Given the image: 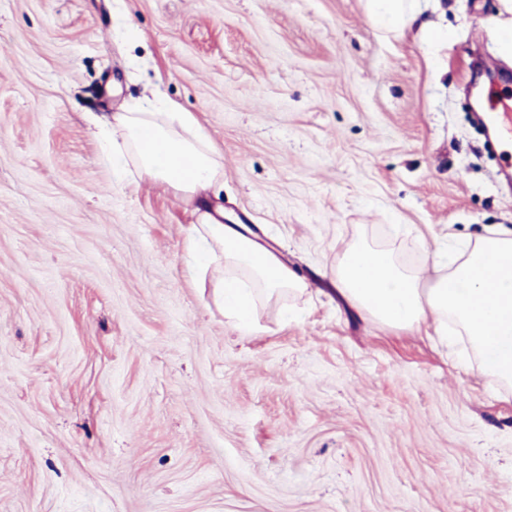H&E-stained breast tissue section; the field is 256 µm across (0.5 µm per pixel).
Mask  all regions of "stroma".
I'll use <instances>...</instances> for the list:
<instances>
[{"label":"stroma","instance_id":"stroma-1","mask_svg":"<svg viewBox=\"0 0 512 512\" xmlns=\"http://www.w3.org/2000/svg\"><path fill=\"white\" fill-rule=\"evenodd\" d=\"M0 0V512H512V391L337 292L364 234L430 260L512 227L473 122L512 87L504 0ZM501 63L478 67L482 56ZM224 152L187 201L83 113L147 85ZM246 219L309 284L237 329L185 227ZM410 0H368V19L378 27L398 31L411 27L417 13Z\"/></svg>","mask_w":512,"mask_h":512}]
</instances>
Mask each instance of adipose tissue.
Returning <instances> with one entry per match:
<instances>
[{
  "instance_id": "1",
  "label": "adipose tissue",
  "mask_w": 512,
  "mask_h": 512,
  "mask_svg": "<svg viewBox=\"0 0 512 512\" xmlns=\"http://www.w3.org/2000/svg\"><path fill=\"white\" fill-rule=\"evenodd\" d=\"M368 19L398 31L416 25L411 0H368ZM112 138L113 169L133 170L191 198L224 176V154L189 112L171 102L134 104L98 122ZM189 240L218 251L232 273L214 296L238 328H258L256 301L307 285L243 225L216 220L189 227ZM338 292L359 313L396 329L428 320L449 321L466 336L481 371L512 386V228H496L455 248L447 259L411 266L393 249L357 237L347 242L335 269Z\"/></svg>"
}]
</instances>
